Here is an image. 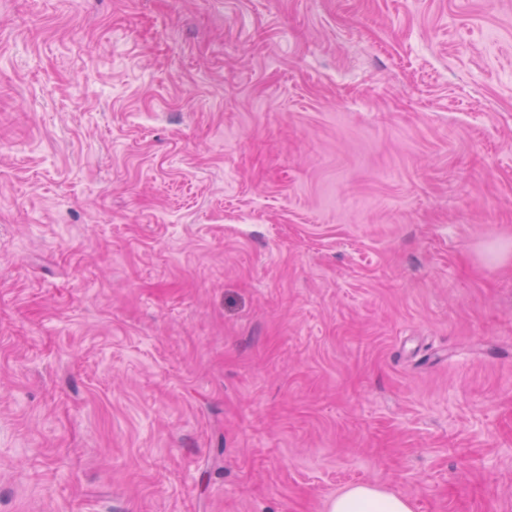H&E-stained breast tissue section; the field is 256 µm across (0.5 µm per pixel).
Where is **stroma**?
Instances as JSON below:
<instances>
[{
    "mask_svg": "<svg viewBox=\"0 0 512 512\" xmlns=\"http://www.w3.org/2000/svg\"><path fill=\"white\" fill-rule=\"evenodd\" d=\"M512 512V0H0V512ZM328 512H412L409 498L386 493L372 484H357L336 495Z\"/></svg>",
    "mask_w": 512,
    "mask_h": 512,
    "instance_id": "35a3bbf8",
    "label": "stroma"
}]
</instances>
